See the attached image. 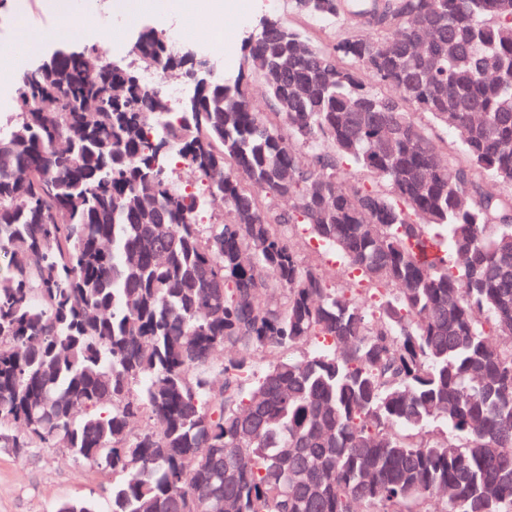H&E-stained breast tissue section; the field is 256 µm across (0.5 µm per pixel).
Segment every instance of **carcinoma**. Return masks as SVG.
I'll return each instance as SVG.
<instances>
[{
	"instance_id": "obj_1",
	"label": "carcinoma",
	"mask_w": 512,
	"mask_h": 512,
	"mask_svg": "<svg viewBox=\"0 0 512 512\" xmlns=\"http://www.w3.org/2000/svg\"><path fill=\"white\" fill-rule=\"evenodd\" d=\"M307 2L352 32L263 16L192 103L144 86L196 82L155 27L137 69L70 43L21 73L0 448L111 470V512H512V0Z\"/></svg>"
}]
</instances>
